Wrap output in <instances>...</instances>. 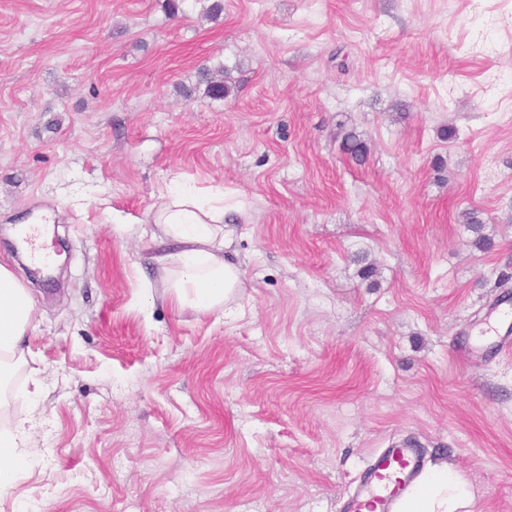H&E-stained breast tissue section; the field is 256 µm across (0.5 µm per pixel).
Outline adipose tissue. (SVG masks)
I'll list each match as a JSON object with an SVG mask.
<instances>
[{"label":"adipose tissue","instance_id":"1","mask_svg":"<svg viewBox=\"0 0 512 512\" xmlns=\"http://www.w3.org/2000/svg\"><path fill=\"white\" fill-rule=\"evenodd\" d=\"M174 250L156 261L168 285L167 298L200 311L220 308L242 286L238 269L224 259V192L209 200L170 185L160 195L153 216ZM34 298L5 265L0 264V371L24 355V340L31 322ZM466 491L454 473L445 469L425 472L399 512H454L456 499Z\"/></svg>","mask_w":512,"mask_h":512}]
</instances>
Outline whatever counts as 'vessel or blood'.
Instances as JSON below:
<instances>
[{"label":"vessel or blood","instance_id":"vessel-or-blood-1","mask_svg":"<svg viewBox=\"0 0 512 512\" xmlns=\"http://www.w3.org/2000/svg\"><path fill=\"white\" fill-rule=\"evenodd\" d=\"M420 473V452L414 445L384 449L368 466L349 512H395L403 491Z\"/></svg>","mask_w":512,"mask_h":512}]
</instances>
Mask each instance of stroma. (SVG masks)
<instances>
[{
    "mask_svg": "<svg viewBox=\"0 0 512 512\" xmlns=\"http://www.w3.org/2000/svg\"><path fill=\"white\" fill-rule=\"evenodd\" d=\"M208 5L0 0V263L36 301L0 512H345L404 440L512 512V354L473 353L512 304V0ZM175 174L224 190L216 311L152 261ZM43 210L50 276L12 235ZM26 439V430L21 422L11 429L0 432V494L6 491L13 472L21 462V452Z\"/></svg>",
    "mask_w": 512,
    "mask_h": 512,
    "instance_id": "35a3bbf8",
    "label": "stroma"
}]
</instances>
